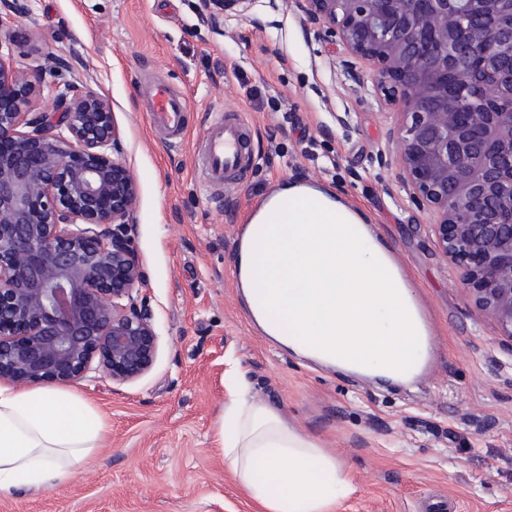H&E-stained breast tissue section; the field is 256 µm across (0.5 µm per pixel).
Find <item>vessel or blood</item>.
<instances>
[{
  "instance_id": "1",
  "label": "vessel or blood",
  "mask_w": 512,
  "mask_h": 512,
  "mask_svg": "<svg viewBox=\"0 0 512 512\" xmlns=\"http://www.w3.org/2000/svg\"><path fill=\"white\" fill-rule=\"evenodd\" d=\"M152 124L164 130L169 141L181 138L188 111L186 98L167 86L158 84L148 90ZM249 128L243 117L227 115L209 127L204 140L197 173L203 188L238 176L247 168Z\"/></svg>"
}]
</instances>
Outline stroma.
<instances>
[{
  "instance_id": "35a3bbf8",
  "label": "stroma",
  "mask_w": 512,
  "mask_h": 512,
  "mask_svg": "<svg viewBox=\"0 0 512 512\" xmlns=\"http://www.w3.org/2000/svg\"><path fill=\"white\" fill-rule=\"evenodd\" d=\"M0 32V60L46 74L31 109L67 84L112 103L120 150L139 189L132 230L148 286L141 298L160 341L152 369L119 384L92 368L78 387L110 431L89 469L33 495L0 494V512H256L224 466L213 425L238 361L260 398L319 437L353 492L336 512H418L437 492L457 512H512V353L440 255L427 213L371 164L393 124L384 101L345 84L340 49L286 6L254 7L224 30L198 19L199 0H24ZM187 97L182 144L151 126L147 88ZM249 120L253 164L206 195L196 178L209 125ZM350 112V130L336 115ZM331 185L374 217L420 286L435 353L413 386L324 369L270 344L246 315L232 276L245 216L281 180Z\"/></svg>"
}]
</instances>
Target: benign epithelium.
Listing matches in <instances>:
<instances>
[{
  "instance_id": "7a95c632",
  "label": "benign epithelium",
  "mask_w": 512,
  "mask_h": 512,
  "mask_svg": "<svg viewBox=\"0 0 512 512\" xmlns=\"http://www.w3.org/2000/svg\"><path fill=\"white\" fill-rule=\"evenodd\" d=\"M287 3L342 48L345 80L395 109L396 169L408 201L434 217L438 249L512 352V0H200L214 29L257 3ZM479 21L458 25L460 5ZM0 0V29L22 11ZM43 69L0 61V382L84 379L93 362L124 383L154 365L159 336L138 296L147 279L131 224L136 179L118 156L112 106L70 84L29 111Z\"/></svg>"
}]
</instances>
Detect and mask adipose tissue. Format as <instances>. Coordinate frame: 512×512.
<instances>
[{
	"instance_id": "1",
	"label": "adipose tissue",
	"mask_w": 512,
	"mask_h": 512,
	"mask_svg": "<svg viewBox=\"0 0 512 512\" xmlns=\"http://www.w3.org/2000/svg\"><path fill=\"white\" fill-rule=\"evenodd\" d=\"M263 335L321 366L408 386L429 355L417 283L366 212L332 190L285 183L241 231L233 271ZM215 431L224 465L260 512H333L342 463L256 397L238 363ZM107 417L74 388L0 386V493H37L86 470Z\"/></svg>"
}]
</instances>
